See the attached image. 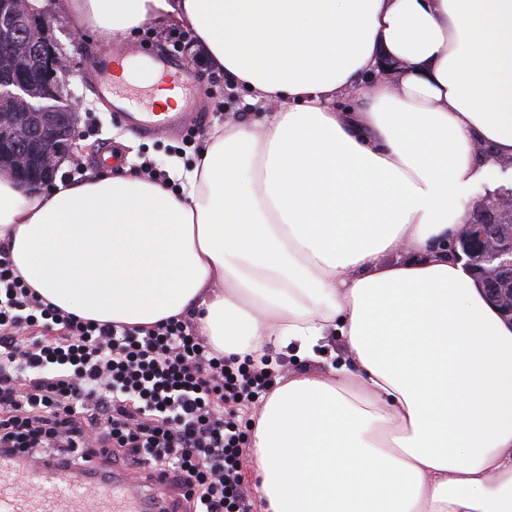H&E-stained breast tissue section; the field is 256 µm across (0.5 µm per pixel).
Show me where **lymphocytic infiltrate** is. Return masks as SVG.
<instances>
[{
	"instance_id": "f902f5d3",
	"label": "lymphocytic infiltrate",
	"mask_w": 512,
	"mask_h": 512,
	"mask_svg": "<svg viewBox=\"0 0 512 512\" xmlns=\"http://www.w3.org/2000/svg\"><path fill=\"white\" fill-rule=\"evenodd\" d=\"M273 386L268 357L224 358L184 320L143 331L60 311L0 248V453L75 467L99 446L171 476L189 512H250L237 415Z\"/></svg>"
}]
</instances>
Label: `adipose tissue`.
Segmentation results:
<instances>
[{
	"label": "adipose tissue",
	"mask_w": 512,
	"mask_h": 512,
	"mask_svg": "<svg viewBox=\"0 0 512 512\" xmlns=\"http://www.w3.org/2000/svg\"><path fill=\"white\" fill-rule=\"evenodd\" d=\"M63 4L115 40L176 21L266 112L225 121L177 192L0 173L27 286L84 320L194 315L228 356L311 359L341 336L343 364L254 417L264 512H512V322L446 252L470 188H501L512 158V0Z\"/></svg>",
	"instance_id": "1"
}]
</instances>
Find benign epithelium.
I'll return each instance as SVG.
<instances>
[{
  "instance_id": "1",
  "label": "benign epithelium",
  "mask_w": 512,
  "mask_h": 512,
  "mask_svg": "<svg viewBox=\"0 0 512 512\" xmlns=\"http://www.w3.org/2000/svg\"><path fill=\"white\" fill-rule=\"evenodd\" d=\"M50 0H0V43L14 44L16 36L33 27L37 40L25 48L29 72L0 79V97L26 101V110L0 124V142H23L30 149L0 160V167L30 189L53 180L62 156L74 148L78 101L62 95L56 77L70 67L52 38ZM512 216V192L488 193L474 217L467 219L448 243V255L465 261L483 293L503 316L512 320V232L503 219Z\"/></svg>"
}]
</instances>
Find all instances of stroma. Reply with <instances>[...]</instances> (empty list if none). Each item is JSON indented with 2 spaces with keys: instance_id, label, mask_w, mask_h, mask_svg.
Masks as SVG:
<instances>
[{
  "instance_id": "35a3bbf8",
  "label": "stroma",
  "mask_w": 512,
  "mask_h": 512,
  "mask_svg": "<svg viewBox=\"0 0 512 512\" xmlns=\"http://www.w3.org/2000/svg\"><path fill=\"white\" fill-rule=\"evenodd\" d=\"M51 11L53 37L59 51L70 60V68L61 74L59 83L64 94L79 100L76 126L84 132L69 154L70 164L58 168L57 177L75 183L85 180L89 173L99 171L98 161L108 148L123 157L122 166L113 170L116 176L138 171L145 161L164 171L178 160L190 163L212 130L223 126L226 115L257 118L258 108L251 104L246 91L232 89L223 72L206 64L192 72L205 108L200 121L177 132H160L148 138L136 136L116 120L111 104L98 101L91 91L86 78L89 58L96 54L115 58L130 49L164 54L175 42L189 45L190 34L172 21H149L127 38L110 42L96 28L80 23L75 15L64 10L62 0H52ZM187 54L194 57L198 51L189 45ZM324 348L318 358L300 360L296 359L293 348L271 350V366L277 382H284L294 374L323 372L342 363L345 357L342 338L326 337Z\"/></svg>"
}]
</instances>
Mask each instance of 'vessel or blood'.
<instances>
[{
  "mask_svg": "<svg viewBox=\"0 0 512 512\" xmlns=\"http://www.w3.org/2000/svg\"><path fill=\"white\" fill-rule=\"evenodd\" d=\"M160 81L180 95L178 112L141 111L137 100L128 96L117 115L123 124L140 136L182 128L196 106L193 81L187 70L173 67L160 58ZM92 81L98 96L115 93L120 81L106 59L91 65ZM14 459L0 457V512H160L159 506L170 495L169 480L161 470L142 469L136 476L112 478L94 483L77 471L53 463L28 470L18 477Z\"/></svg>",
  "mask_w": 512,
  "mask_h": 512,
  "instance_id": "vessel-or-blood-1",
  "label": "vessel or blood"
}]
</instances>
